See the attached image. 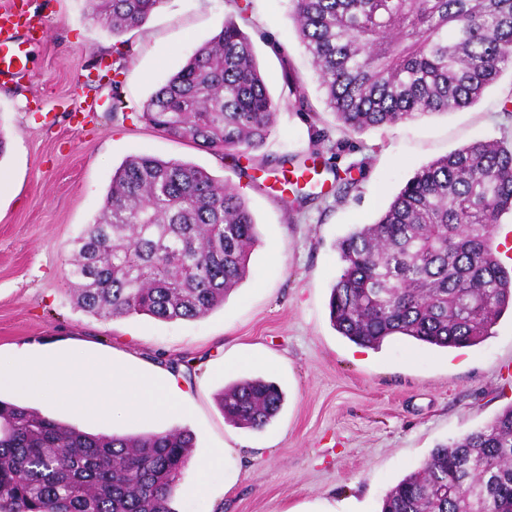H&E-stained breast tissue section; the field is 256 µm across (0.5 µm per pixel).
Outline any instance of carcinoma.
Returning <instances> with one entry per match:
<instances>
[{"instance_id": "obj_1", "label": "carcinoma", "mask_w": 512, "mask_h": 512, "mask_svg": "<svg viewBox=\"0 0 512 512\" xmlns=\"http://www.w3.org/2000/svg\"><path fill=\"white\" fill-rule=\"evenodd\" d=\"M161 0H90L119 36ZM292 19L324 91L354 133L475 104L512 68V0H292ZM245 9L238 16L247 21ZM237 19V20H239ZM237 20L199 46L146 101L151 128L248 156L279 109ZM293 166L286 207L308 195ZM512 214V146L476 140L418 169L379 219L340 239L343 268L329 316L351 342L379 348L405 336L440 348L479 344L512 307V274L493 226ZM258 242L243 196L200 166L127 158L105 205L74 241L65 278L79 307L105 318H202L250 273ZM283 394L262 378L225 387L224 419L261 429ZM195 447L186 430L89 433L0 399V512H173ZM382 512H512V407L435 448L389 492Z\"/></svg>"}]
</instances>
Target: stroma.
I'll return each instance as SVG.
<instances>
[{
    "label": "stroma",
    "mask_w": 512,
    "mask_h": 512,
    "mask_svg": "<svg viewBox=\"0 0 512 512\" xmlns=\"http://www.w3.org/2000/svg\"><path fill=\"white\" fill-rule=\"evenodd\" d=\"M10 9L41 18L48 35L32 52L33 81L0 86V355L69 345L183 371L187 391L184 409L166 420H96L46 400L35 409L91 433L192 431L175 512H290L341 498L354 499L358 512H381L385 496L434 448L512 404L511 311L473 347L394 338L362 350L336 331L328 307L342 270L337 241L373 223L415 170L477 139L512 143V112L503 109L512 70L468 109L352 134L324 106L288 17L290 0H251L243 29L280 109L250 163L169 138L138 118L236 13L233 0H162L124 33L130 52L117 88V39L91 18L86 0H0V12ZM288 72L302 81L307 106L296 102ZM313 152L330 168L307 186L301 207L286 210L279 161ZM135 155L190 162L230 182L258 225L248 279L204 318H104L74 301L64 277L72 242L100 214L116 168ZM352 165L359 182L337 196L333 173ZM258 376L282 390L278 415L259 430L226 422L217 393Z\"/></svg>",
    "instance_id": "stroma-1"
}]
</instances>
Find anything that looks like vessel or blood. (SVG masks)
Here are the masks:
<instances>
[{"label":"vessel or blood","mask_w":512,"mask_h":512,"mask_svg":"<svg viewBox=\"0 0 512 512\" xmlns=\"http://www.w3.org/2000/svg\"><path fill=\"white\" fill-rule=\"evenodd\" d=\"M46 28L41 19L16 18L0 13V83H21L29 78L27 44L43 41Z\"/></svg>","instance_id":"vessel-or-blood-1"}]
</instances>
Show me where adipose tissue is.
I'll use <instances>...</instances> for the list:
<instances>
[{"label": "adipose tissue", "instance_id": "adipose-tissue-1", "mask_svg": "<svg viewBox=\"0 0 512 512\" xmlns=\"http://www.w3.org/2000/svg\"><path fill=\"white\" fill-rule=\"evenodd\" d=\"M2 384L92 417L105 415L119 404L131 417L161 418L184 402L175 374L148 376L133 366L68 348L50 356H34L22 349L0 359Z\"/></svg>", "mask_w": 512, "mask_h": 512}]
</instances>
